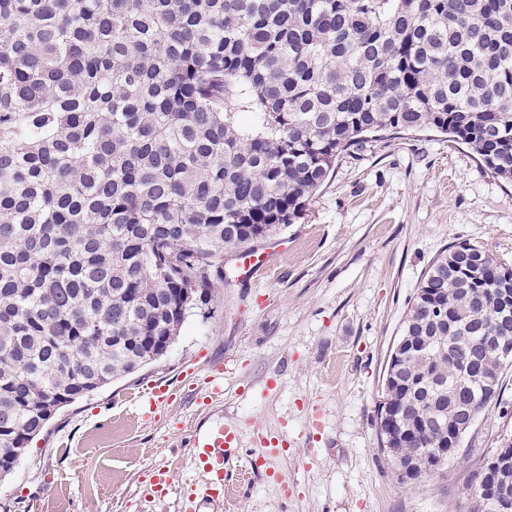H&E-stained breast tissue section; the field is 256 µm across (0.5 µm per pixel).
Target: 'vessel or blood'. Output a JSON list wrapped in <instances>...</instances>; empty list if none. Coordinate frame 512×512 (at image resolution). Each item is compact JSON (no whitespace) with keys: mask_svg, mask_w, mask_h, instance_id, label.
<instances>
[{"mask_svg":"<svg viewBox=\"0 0 512 512\" xmlns=\"http://www.w3.org/2000/svg\"><path fill=\"white\" fill-rule=\"evenodd\" d=\"M173 388L167 384H154L143 392L144 405L158 409L172 400ZM238 445L234 430L220 428L205 437L195 438L192 447L196 462L206 475L203 496L209 503L223 502L234 494L235 487L229 476L232 450Z\"/></svg>","mask_w":512,"mask_h":512,"instance_id":"obj_1","label":"vessel or blood"}]
</instances>
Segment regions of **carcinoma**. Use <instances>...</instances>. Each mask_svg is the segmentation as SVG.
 Here are the masks:
<instances>
[{
    "mask_svg": "<svg viewBox=\"0 0 512 512\" xmlns=\"http://www.w3.org/2000/svg\"><path fill=\"white\" fill-rule=\"evenodd\" d=\"M433 129L512 183V0H0V468L152 363L224 254L293 224L368 136ZM382 383L405 458L499 395L512 268L442 250ZM483 462L487 512L512 484Z\"/></svg>",
    "mask_w": 512,
    "mask_h": 512,
    "instance_id": "obj_1",
    "label": "carcinoma"
}]
</instances>
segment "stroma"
Wrapping results in <instances>:
<instances>
[{
    "instance_id": "obj_1",
    "label": "stroma",
    "mask_w": 512,
    "mask_h": 512,
    "mask_svg": "<svg viewBox=\"0 0 512 512\" xmlns=\"http://www.w3.org/2000/svg\"><path fill=\"white\" fill-rule=\"evenodd\" d=\"M282 241L270 270L245 278L224 257L207 303L190 311L167 353L57 411L0 482V512H214L189 501L201 481L191 441L237 429L233 468L246 469L222 512H467L466 486L483 459L512 441V371L461 451L439 474L400 481L379 449L377 405L389 352L424 271L466 242L512 266V184L466 146L422 131L341 155L297 223L255 240ZM224 366V398L197 404ZM177 385L167 415L144 418L135 397ZM288 447L267 454L263 438ZM266 456L260 469L251 459ZM170 471L151 503V469Z\"/></svg>"
}]
</instances>
